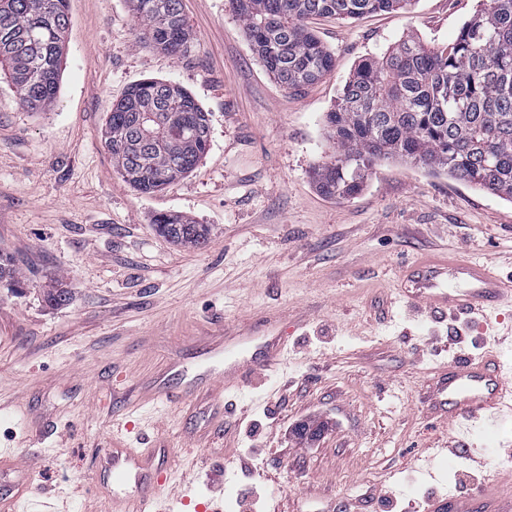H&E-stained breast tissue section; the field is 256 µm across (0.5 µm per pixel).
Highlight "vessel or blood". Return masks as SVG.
Returning <instances> with one entry per match:
<instances>
[{"label": "vessel or blood", "mask_w": 512, "mask_h": 512, "mask_svg": "<svg viewBox=\"0 0 512 512\" xmlns=\"http://www.w3.org/2000/svg\"><path fill=\"white\" fill-rule=\"evenodd\" d=\"M406 295L425 302L440 313L494 310L512 299V282L498 278L490 266L458 256L421 262L405 279ZM217 365L191 373L183 369L155 381L149 401L165 404L205 391L215 405L212 419L223 420L218 398L232 383L259 378L281 364L280 336L267 332L252 338L247 325L221 332L213 339ZM432 415L471 431L486 421L512 412V373L500 354L480 359L458 357L449 362L428 398ZM157 449L127 448L120 438L100 449L95 463L109 470L120 488L113 494L109 512H153L157 493L168 482L169 472L160 469ZM503 480L492 476L476 493L467 496H435L427 512H512V490L503 491Z\"/></svg>", "instance_id": "b4317fda"}]
</instances>
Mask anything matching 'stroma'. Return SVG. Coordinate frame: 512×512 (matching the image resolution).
Instances as JSON below:
<instances>
[{
  "label": "stroma",
  "mask_w": 512,
  "mask_h": 512,
  "mask_svg": "<svg viewBox=\"0 0 512 512\" xmlns=\"http://www.w3.org/2000/svg\"><path fill=\"white\" fill-rule=\"evenodd\" d=\"M190 51L172 57L135 34L129 0H69L60 92L32 112L0 77V253L26 283L0 288V449L24 488L14 512H105L112 482L93 458L116 425L132 448H166L170 512H424L434 494L471 493L512 468V415L459 435L430 425L439 368L491 350L488 331L457 343L452 324L400 288L413 262L445 254L512 278V202L395 160L364 189L323 195L314 170L334 145L326 114L362 60L413 35L453 40L479 0H413L408 9L311 23L336 67L302 92L264 68L229 0H182ZM158 79L208 112L199 167L143 194L112 165L103 129L128 87ZM160 213L209 228L208 245L159 236ZM67 304L44 294L52 278ZM277 323L284 360L226 388L223 424L206 396L142 405L170 359L201 364L211 336ZM317 426L315 436L298 427ZM465 439L473 455L414 463Z\"/></svg>",
  "instance_id": "stroma-1"
}]
</instances>
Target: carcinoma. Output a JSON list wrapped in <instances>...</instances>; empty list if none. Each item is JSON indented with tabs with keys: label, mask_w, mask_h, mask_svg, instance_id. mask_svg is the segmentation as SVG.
Returning a JSON list of instances; mask_svg holds the SVG:
<instances>
[{
	"label": "carcinoma",
	"mask_w": 512,
	"mask_h": 512,
	"mask_svg": "<svg viewBox=\"0 0 512 512\" xmlns=\"http://www.w3.org/2000/svg\"><path fill=\"white\" fill-rule=\"evenodd\" d=\"M138 39L179 55L191 42L181 0H131ZM411 0H231L268 72L300 90L335 67L312 17L356 19L402 9ZM68 0H0V70L30 111L51 108L61 81ZM336 154L314 172L319 189L347 198L364 186L373 164L398 159L445 173L512 202V0H482L445 47L407 37L380 58L363 60L326 115ZM112 165L150 194L194 171L207 152L208 113L182 87L149 79L132 85L104 130ZM158 235L185 247L208 242L209 229L159 214ZM0 284L21 288L14 260L0 254ZM49 304L70 300L55 282Z\"/></svg>",
	"instance_id": "carcinoma-1"
}]
</instances>
